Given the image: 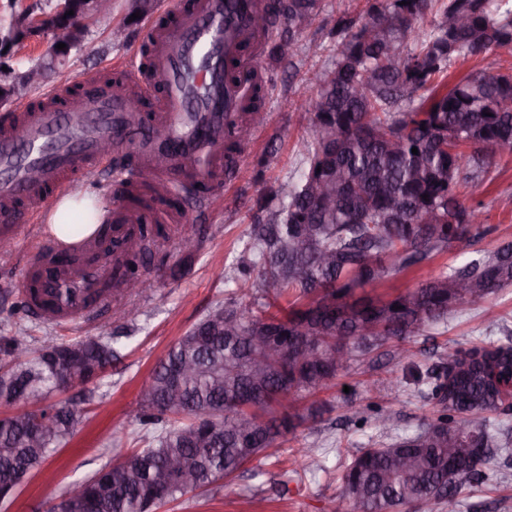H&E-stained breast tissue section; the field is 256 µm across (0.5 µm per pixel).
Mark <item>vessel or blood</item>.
<instances>
[{
    "label": "vessel or blood",
    "instance_id": "vessel-or-blood-1",
    "mask_svg": "<svg viewBox=\"0 0 512 512\" xmlns=\"http://www.w3.org/2000/svg\"><path fill=\"white\" fill-rule=\"evenodd\" d=\"M261 0H194L175 25L151 18L142 46L133 48L128 69L138 81L106 84L81 77L83 94L70 98L66 114L49 108L24 109L16 125L0 127V165L12 167L0 182V240L29 245L23 285L35 289L32 309L37 318L69 325L100 311L108 300L112 268L140 239L141 209L135 202L143 190L135 172L153 168L154 158L168 152L167 168L155 173L149 192L174 193L176 186L224 172V115L242 111L264 74L249 49L268 33L259 20ZM238 60L237 80L224 78V63ZM156 99L148 122H128L132 95ZM111 141L114 151L130 155L124 171L110 170L100 149ZM106 172L111 187L121 188V203L104 215L99 230L73 242H55L53 249L77 252L80 261H58L51 249L36 242L31 225L15 218L17 204L36 214L48 212L54 187L97 172Z\"/></svg>",
    "mask_w": 512,
    "mask_h": 512
}]
</instances>
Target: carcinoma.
<instances>
[{
  "label": "carcinoma",
  "instance_id": "obj_1",
  "mask_svg": "<svg viewBox=\"0 0 512 512\" xmlns=\"http://www.w3.org/2000/svg\"><path fill=\"white\" fill-rule=\"evenodd\" d=\"M320 11V0H269L264 27L270 53L294 60L316 52L295 29ZM341 47L331 63L311 72L317 98L306 112L309 136L299 166L269 189L227 280L237 289L215 311L237 329L201 336L192 329L154 368L141 421L156 429L116 482L82 480L89 512H144L206 491L263 458L319 407L294 410L324 388L353 357L398 342L395 367L411 358L406 342L450 313H462L512 286V243L477 252L464 264L393 296L358 290L384 282L432 255L468 248L484 235L479 207L460 202L464 185H477L494 156L512 150V63L482 70L453 87L442 84L459 58L490 52L512 59V0H367L364 19L339 17ZM261 91L241 113L237 136L224 144V167L255 127L265 123ZM418 153H412V148ZM336 176L330 208L312 195L315 183ZM99 220L92 204L57 215L66 238L86 234ZM152 253L135 249L112 288L131 283ZM249 296L248 302L238 294ZM289 308L271 311L280 298ZM288 335V351L268 358L253 347L258 328ZM114 336L72 343V368L112 364ZM46 343L31 350L8 338L9 374L0 389L54 410L51 425L34 421L22 405L0 420V483L38 469L82 422L67 405L47 404L59 391L44 359ZM512 337L487 346L452 349L426 372L435 417L417 430L376 442L353 455L341 476L336 512H406L422 505L458 512L461 489L497 479L493 457L512 452ZM179 458L195 470L191 482L162 485V467ZM463 473L448 476V462Z\"/></svg>",
  "mask_w": 512,
  "mask_h": 512
}]
</instances>
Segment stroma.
Listing matches in <instances>:
<instances>
[{
	"mask_svg": "<svg viewBox=\"0 0 512 512\" xmlns=\"http://www.w3.org/2000/svg\"><path fill=\"white\" fill-rule=\"evenodd\" d=\"M321 7L320 14L297 34L300 42L321 44V55L292 64L260 57L268 77L265 107L269 122L242 151L237 177L225 182L210 198L201 250L191 256L183 252L176 231L159 245L158 259L150 270L157 287L149 295L134 298L139 316L131 338H123V324L113 322L108 314L64 327L23 316L17 309L22 293L18 273L22 257L15 254L0 259V340L21 331L36 347L50 339L122 338L119 359L102 374V402H85L75 391L57 393V400L81 410L83 423L64 446L25 479L12 499L0 502V512H49L71 482L121 459L127 449L142 446L146 428L139 418L141 395L154 367L181 336L223 304L232 291L225 274L253 221L252 207L294 169L307 137L300 109L317 97L316 88L306 81L307 73L324 67L335 56L340 39L332 30L334 19L341 15L362 17L366 2L322 0ZM85 25L84 42L59 68V84L69 85L74 92L84 74L93 72L108 80L119 76L130 46L142 30L141 25L129 21L128 0H112L111 14L90 16ZM117 29L124 32L118 39L112 36ZM273 136L278 139V157L270 166H261L260 157ZM460 199L468 206H483L485 234L476 242V249L512 241V151L500 152L483 182L463 189ZM462 261V255L454 250L434 255L377 285L376 291L396 294ZM506 328L512 330V288L450 317L446 329L413 338L410 347L414 355L399 367L400 373L408 377V384L382 390L380 382L387 374L386 368L369 359L354 363L315 394L320 408L315 421L298 427L286 443L270 448L267 457L249 465L228 485L188 494L184 501L162 506L158 512H252L251 501L255 498L262 499L265 512H331L344 467L356 451L379 437L372 424L351 419L350 408H382L394 415L397 433L413 432L433 416L431 402L421 396L413 382L417 370L436 363L448 349L500 340ZM306 442L319 447L318 471L305 469L297 459L296 448ZM496 469L500 474L498 483L462 489L460 512H512V457L497 459Z\"/></svg>",
	"mask_w": 512,
	"mask_h": 512,
	"instance_id": "1",
	"label": "stroma"
}]
</instances>
